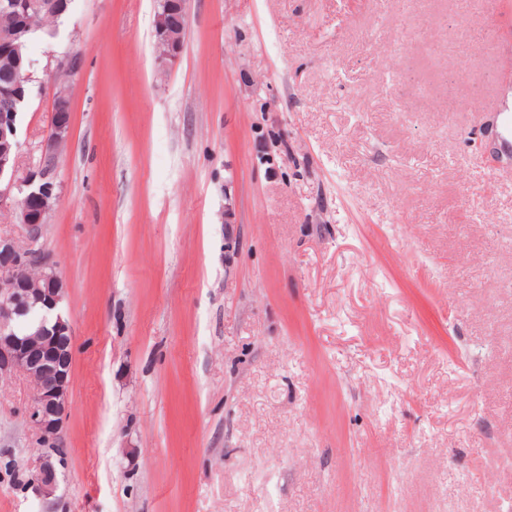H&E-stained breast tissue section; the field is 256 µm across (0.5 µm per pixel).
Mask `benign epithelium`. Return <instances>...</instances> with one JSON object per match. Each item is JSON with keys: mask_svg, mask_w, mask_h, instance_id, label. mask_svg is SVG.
I'll return each instance as SVG.
<instances>
[{"mask_svg": "<svg viewBox=\"0 0 512 512\" xmlns=\"http://www.w3.org/2000/svg\"><path fill=\"white\" fill-rule=\"evenodd\" d=\"M187 0H160L154 25V48L162 64L176 60L187 35ZM31 0H0V12L24 18ZM83 58L64 53L55 70L71 79L83 72ZM33 82V73L16 72L13 83L0 86V209L15 213L24 241L0 234V376L20 374L33 387L34 404L29 420L39 442L59 446L69 412V388L74 335L60 312L64 283L42 239L49 216L59 199V152L71 132L72 105L68 86L54 87L51 131L37 163L18 171L21 148L19 117L10 106L14 90ZM37 484L49 494L57 482L52 456H45L35 474Z\"/></svg>", "mask_w": 512, "mask_h": 512, "instance_id": "7a95c632", "label": "benign epithelium"}]
</instances>
